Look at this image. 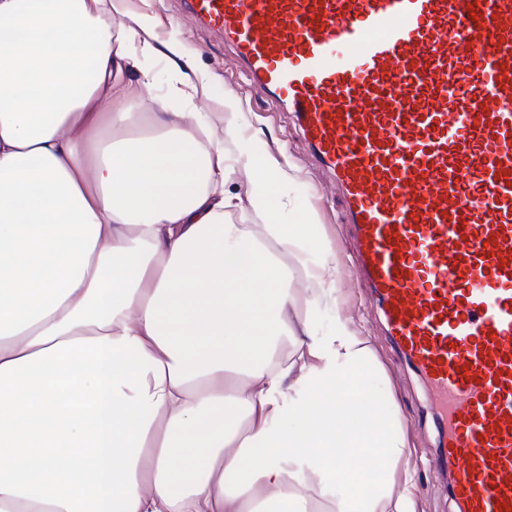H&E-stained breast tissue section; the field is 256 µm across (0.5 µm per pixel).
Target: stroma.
I'll return each instance as SVG.
<instances>
[{"mask_svg": "<svg viewBox=\"0 0 512 512\" xmlns=\"http://www.w3.org/2000/svg\"><path fill=\"white\" fill-rule=\"evenodd\" d=\"M145 17L151 20L157 48L151 64L167 73L174 70L175 58L164 44L170 36L171 20L181 21L180 39L195 57L198 74L204 75L212 87V97L200 94L195 99L212 134H220L223 119L215 94L226 90L235 93L243 106L242 135L253 139L261 154L279 163L287 176L282 186L286 194L307 197L315 223L323 226L330 246L342 260V313L366 338L400 407L408 442L406 460L414 470L415 512H451L449 474L434 464L439 436L436 415L417 371L398 353L388 336L376 297L359 284L351 264L350 226L345 222L344 203L335 180L313 164L293 115L273 99L250 91L243 69L223 37L187 20L181 0H126L122 18L125 26L137 27Z\"/></svg>", "mask_w": 512, "mask_h": 512, "instance_id": "1", "label": "stroma"}]
</instances>
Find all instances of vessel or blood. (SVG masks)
<instances>
[{
  "label": "vessel or blood",
  "instance_id": "b4317fda",
  "mask_svg": "<svg viewBox=\"0 0 512 512\" xmlns=\"http://www.w3.org/2000/svg\"><path fill=\"white\" fill-rule=\"evenodd\" d=\"M340 185L456 512L512 505V0H184Z\"/></svg>",
  "mask_w": 512,
  "mask_h": 512
}]
</instances>
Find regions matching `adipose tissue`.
Returning a JSON list of instances; mask_svg holds the SVG:
<instances>
[{"mask_svg":"<svg viewBox=\"0 0 512 512\" xmlns=\"http://www.w3.org/2000/svg\"><path fill=\"white\" fill-rule=\"evenodd\" d=\"M122 2L0 0V512H414L379 364L313 330L320 226L283 218L230 92L226 190ZM160 82L180 109L140 113ZM244 202L269 223H226Z\"/></svg>","mask_w":512,"mask_h":512,"instance_id":"adipose-tissue-1","label":"adipose tissue"}]
</instances>
